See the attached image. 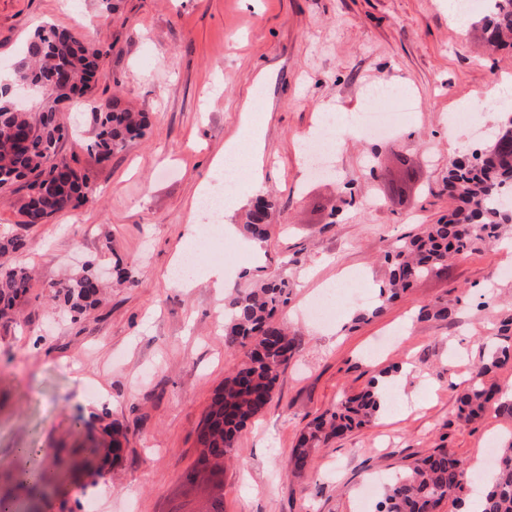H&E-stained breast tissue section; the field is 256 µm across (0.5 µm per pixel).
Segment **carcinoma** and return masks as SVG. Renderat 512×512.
<instances>
[{"label":"carcinoma","mask_w":512,"mask_h":512,"mask_svg":"<svg viewBox=\"0 0 512 512\" xmlns=\"http://www.w3.org/2000/svg\"><path fill=\"white\" fill-rule=\"evenodd\" d=\"M482 21L472 24L488 49L512 44V0H491ZM104 52L54 26L34 31L26 59L11 80L0 82V185L16 186L28 180L29 195L19 207L21 224L36 226L80 206L96 203L95 191L79 176L58 144L68 129L58 119L55 105L82 97L92 90ZM40 91L43 111L16 106L19 91ZM96 126L87 151L107 162L149 130V116L123 107L116 99L93 106ZM448 196L459 202L435 224L408 235L386 255V281L375 306L359 312L354 322L379 317L387 305L401 298L414 283L448 268V258L465 256L498 241L512 227V112L501 114L497 132L470 157L448 168ZM273 203L263 197L244 211L242 223L257 240L270 238ZM27 241L18 234H0V257L24 251ZM31 276L22 267L0 266V319L11 315L16 302L27 295ZM105 285L93 263H86L69 282L53 285L50 297L75 314L100 305ZM285 281L270 278L255 288L232 289L224 297V346L242 353L236 369L215 391L197 431L201 447L191 484L221 483L224 462L249 421L271 402L278 380L294 358L295 338L277 325L276 314L288 303ZM454 305L439 301L420 308L418 319L451 321ZM486 359L468 387L459 395L458 418L471 422L491 408L512 421V398L483 377L512 363V313L499 319L495 333L485 337ZM385 398L375 378L358 393L343 398L336 408L315 417L292 449L290 464L302 471L311 454L333 439L367 425L381 415ZM469 466L446 448L416 460L393 475L384 487L375 512H440L445 501L461 503ZM493 482L484 487L481 512H512V440L499 448Z\"/></svg>","instance_id":"1"}]
</instances>
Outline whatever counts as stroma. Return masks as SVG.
I'll use <instances>...</instances> for the list:
<instances>
[{"label": "stroma", "instance_id": "stroma-1", "mask_svg": "<svg viewBox=\"0 0 512 512\" xmlns=\"http://www.w3.org/2000/svg\"><path fill=\"white\" fill-rule=\"evenodd\" d=\"M114 2L110 14L101 0H0V72L24 58L37 28L66 29L107 52L94 98H117L151 122L102 164L85 148L90 110L61 104L74 133L60 149L97 204L27 227L22 192L0 197V234L28 243L7 262L32 277L12 318L0 320V499L17 512H84L86 498L97 512H203L205 494L187 490L182 476L199 453L197 426L239 361L224 346V297L266 277L290 284L279 320L298 352L237 439L224 512H359L376 476L438 447L473 463L486 442L511 437L512 422L494 412L470 425L456 412L483 336L512 309V231L501 245L449 260L380 317L351 319L365 306L359 293H378L391 244L447 215L450 164L483 145L468 132L456 144L449 117L465 98L512 82V46L478 49L443 0ZM377 84L414 100L397 134L348 129L325 174L307 170L303 137L322 112L363 111ZM252 104L264 125L256 167L224 212L234 235L213 237L240 260L223 287L200 274L189 287L169 286V265L188 250L194 198L223 191L224 151L243 136ZM344 186L357 201L338 214ZM259 196L274 204L264 243L239 227ZM91 260L109 275L107 298L76 319L50 300V287ZM118 263L132 282L113 278ZM327 288L338 291L336 316L320 325L304 311ZM442 299L456 304L453 322L415 319ZM373 378L383 382L386 413L293 471L288 457L308 423ZM108 421L128 434L117 460L102 435ZM21 448L49 449L60 465L37 487L19 484Z\"/></svg>", "mask_w": 512, "mask_h": 512}]
</instances>
